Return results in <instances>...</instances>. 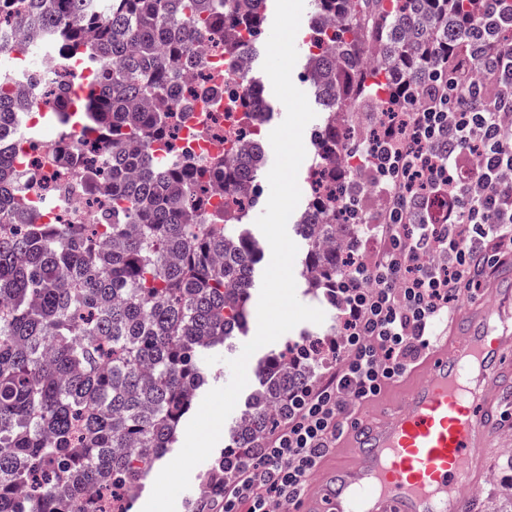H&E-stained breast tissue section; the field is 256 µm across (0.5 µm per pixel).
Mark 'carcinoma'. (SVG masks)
I'll return each instance as SVG.
<instances>
[{
    "mask_svg": "<svg viewBox=\"0 0 512 512\" xmlns=\"http://www.w3.org/2000/svg\"><path fill=\"white\" fill-rule=\"evenodd\" d=\"M87 0H28V21L54 37L57 53L97 69L112 88L90 91L68 111L62 91L49 120L62 128L57 152L72 161L70 126H91L112 140V198L123 202L100 224H23L0 235V512H74L91 488L121 501L173 446L181 419L207 378L204 352L245 328L259 241L240 231L246 209L209 211L207 187L255 194L260 168L231 159L206 167L189 157L156 170L154 144L169 142L171 96L192 63L191 0H108L96 17ZM313 16H334L336 33L313 29L332 44L306 70L327 113L314 132V168L334 196L315 194L294 225L306 242L303 273L311 288H336L342 256L356 251L358 228L348 206L359 202L356 172L342 164L356 136L336 113L370 100L381 112L406 111L447 71L448 50L482 22L480 0H311ZM224 54L242 47L236 29L264 31L265 13L221 12ZM237 80L257 89L240 97L244 117L268 111L251 71ZM20 103L0 92V138ZM0 151V222L30 205L15 191ZM309 361L269 355L258 370L249 409L233 430L234 449L218 466L244 463L288 414V399L314 385Z\"/></svg>",
    "mask_w": 512,
    "mask_h": 512,
    "instance_id": "carcinoma-1",
    "label": "carcinoma"
}]
</instances>
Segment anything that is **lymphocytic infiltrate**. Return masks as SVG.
Returning <instances> with one entry per match:
<instances>
[{
    "instance_id": "f902f5d3",
    "label": "lymphocytic infiltrate",
    "mask_w": 512,
    "mask_h": 512,
    "mask_svg": "<svg viewBox=\"0 0 512 512\" xmlns=\"http://www.w3.org/2000/svg\"><path fill=\"white\" fill-rule=\"evenodd\" d=\"M480 66L482 83L457 61ZM450 82L429 101L386 114L365 146L371 181L385 196L372 232L379 243L336 282L344 308L336 364L322 385L291 399L281 428L251 462L225 471L199 512H271L299 505L351 406L377 398L430 346L462 291L484 288L512 255V54L491 32L448 55ZM439 252L447 263L427 262Z\"/></svg>"
}]
</instances>
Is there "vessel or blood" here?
<instances>
[{"label": "vessel or blood", "mask_w": 512, "mask_h": 512, "mask_svg": "<svg viewBox=\"0 0 512 512\" xmlns=\"http://www.w3.org/2000/svg\"><path fill=\"white\" fill-rule=\"evenodd\" d=\"M488 288L489 299L457 306L447 336L411 370L403 399L345 429L337 445L351 461L316 467L303 512H474L463 491L487 474L496 405L512 382L501 361L512 349V266L502 265Z\"/></svg>", "instance_id": "1"}]
</instances>
